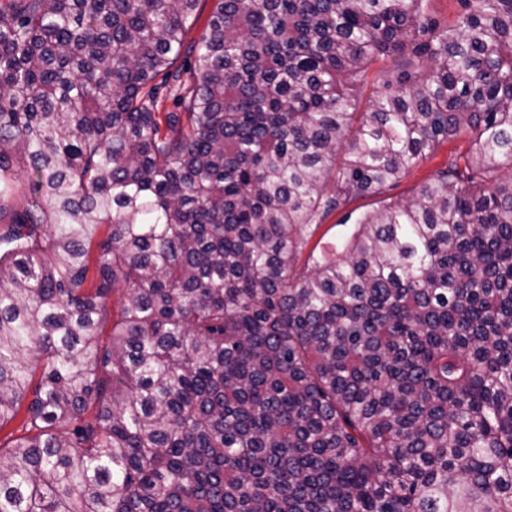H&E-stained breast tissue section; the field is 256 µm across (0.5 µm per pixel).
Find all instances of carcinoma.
Wrapping results in <instances>:
<instances>
[{
  "label": "carcinoma",
  "instance_id": "1",
  "mask_svg": "<svg viewBox=\"0 0 512 512\" xmlns=\"http://www.w3.org/2000/svg\"><path fill=\"white\" fill-rule=\"evenodd\" d=\"M198 2L0 0V512H512V0ZM214 3L215 0H200L197 16L195 18H190L187 22L185 35L186 43L197 42L203 34L207 20L213 10ZM428 7L441 24H450L458 15L465 12V4L461 0H431ZM465 135L441 144L436 151L418 162L409 169L404 177L393 186L386 187L384 192L370 197L356 198L352 200L343 209L331 214L317 229L311 244L313 245L321 236L324 241L328 239H338L354 224L357 217L368 211L376 210L390 202L397 201L412 196L422 185L433 180L440 169L445 168L448 163V155L453 152H465L468 149L469 142ZM352 213V217L347 225L342 226L344 217ZM336 225V226H335Z\"/></svg>",
  "mask_w": 512,
  "mask_h": 512
}]
</instances>
